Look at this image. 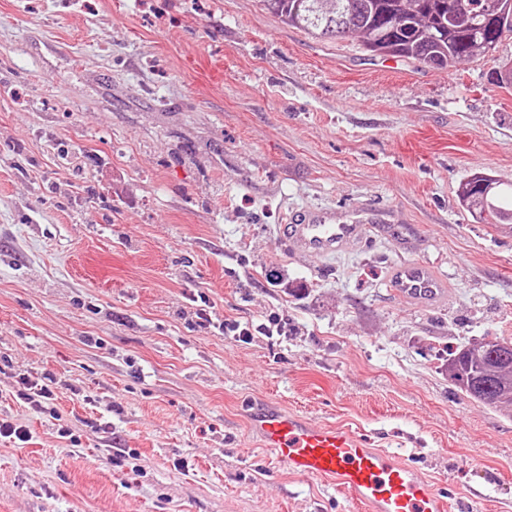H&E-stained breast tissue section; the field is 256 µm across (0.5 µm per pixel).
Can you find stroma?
I'll list each match as a JSON object with an SVG mask.
<instances>
[{"label": "stroma", "mask_w": 512, "mask_h": 512, "mask_svg": "<svg viewBox=\"0 0 512 512\" xmlns=\"http://www.w3.org/2000/svg\"><path fill=\"white\" fill-rule=\"evenodd\" d=\"M512 34L445 70L321 40L263 0H0V512H363L277 464L274 407L366 436L461 512H512V413L448 378L512 339V224L459 198L512 183ZM386 224L316 264L296 209ZM434 265L451 300L392 294ZM207 308L212 326L196 323ZM285 319L242 342L221 322ZM53 373L52 412L16 396ZM390 291L419 308H435L448 302V282L428 263L402 261L393 267Z\"/></svg>", "instance_id": "obj_1"}]
</instances>
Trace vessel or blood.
I'll return each instance as SVG.
<instances>
[{"label":"vessel or blood","instance_id":"b4317fda","mask_svg":"<svg viewBox=\"0 0 512 512\" xmlns=\"http://www.w3.org/2000/svg\"><path fill=\"white\" fill-rule=\"evenodd\" d=\"M378 216L370 210L353 214L348 223H335L321 210L294 212L279 235L290 250L318 261L369 239ZM392 293L420 308L448 302L446 279L430 264L403 261L392 270ZM251 427L277 463L299 476L333 480L347 490L366 512H446L447 500L417 469L398 454L372 447L353 431L316 425L307 418L278 409L253 412Z\"/></svg>","mask_w":512,"mask_h":512}]
</instances>
